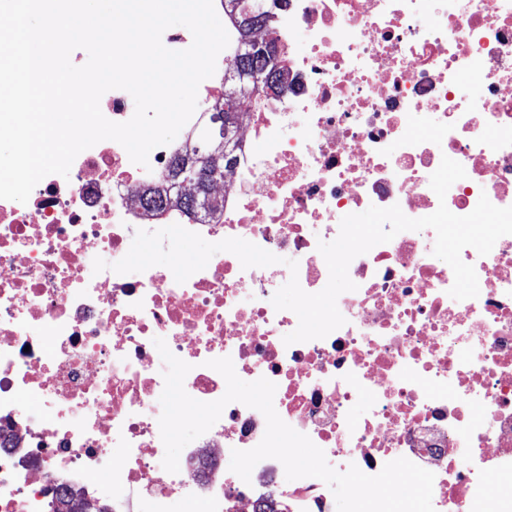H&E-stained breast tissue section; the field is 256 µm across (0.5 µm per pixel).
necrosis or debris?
<instances>
[{
  "label": "necrosis or debris",
  "instance_id": "1",
  "mask_svg": "<svg viewBox=\"0 0 512 512\" xmlns=\"http://www.w3.org/2000/svg\"><path fill=\"white\" fill-rule=\"evenodd\" d=\"M260 35L276 41L279 88L237 125V161L213 194L215 215L149 209L200 123L156 147L148 166L115 141L81 152L27 203L0 199V512H336L313 477L285 480L260 461L250 481L232 450L262 439L263 414L229 403L162 466L166 365L155 338L191 364L196 400L226 391L208 360L228 357L246 382L275 383L280 418L339 471L368 475L400 457L434 473L435 512H512V235L488 255L471 247L479 295L448 291L435 233L403 231L349 266L342 327L284 344L299 323L272 298L297 276L308 293L329 279L319 242L366 205L411 218L439 203L459 216L480 196L512 206V0H265ZM467 176L438 200L442 157ZM218 242L238 237L278 256L242 268L219 252L177 283L171 271L94 272L122 259L137 230L172 224ZM296 261L290 272L288 261Z\"/></svg>",
  "mask_w": 512,
  "mask_h": 512
}]
</instances>
